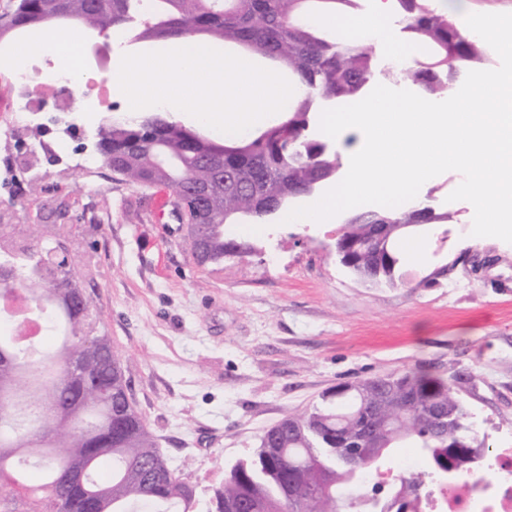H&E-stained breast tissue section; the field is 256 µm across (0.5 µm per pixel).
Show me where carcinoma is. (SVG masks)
I'll use <instances>...</instances> for the list:
<instances>
[{
  "label": "carcinoma",
  "instance_id": "cac0c4a2",
  "mask_svg": "<svg viewBox=\"0 0 512 512\" xmlns=\"http://www.w3.org/2000/svg\"><path fill=\"white\" fill-rule=\"evenodd\" d=\"M311 0H17L0 15V36L66 23L105 34L121 31L128 45L154 39L201 38L268 57L297 78L284 120L264 135L234 141L200 132L159 113L113 119L99 130L103 161L119 162L134 185H165L176 193L197 261L222 264L254 247L227 239L224 226L252 216L257 224L277 204L313 189L342 166L314 135L316 114L361 97L376 78L368 40L328 39L308 20ZM320 11L352 13L361 0H317ZM407 41L423 59L391 67L425 98L448 93L464 70L487 66L492 54L432 0H395ZM427 204L356 211L336 246L348 270L370 286L406 283L394 250L398 237L429 221ZM437 224H456L441 211ZM56 242L40 224H0V284L23 295L59 342L21 343L18 322L0 325V512H355L363 475L383 466L388 449L411 441L424 469L399 474L397 512H415L425 492L448 490L453 475H479L491 456L471 414L442 377L408 371L346 384L323 395L311 412L268 429L254 457L236 465L200 510L194 487L170 470L129 393L112 340L99 330L91 294L72 270L49 254ZM76 358L94 365L76 382ZM45 470L26 480L29 462ZM316 487L322 496L313 498Z\"/></svg>",
  "mask_w": 512,
  "mask_h": 512
}]
</instances>
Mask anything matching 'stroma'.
Segmentation results:
<instances>
[{
  "label": "stroma",
  "mask_w": 512,
  "mask_h": 512,
  "mask_svg": "<svg viewBox=\"0 0 512 512\" xmlns=\"http://www.w3.org/2000/svg\"><path fill=\"white\" fill-rule=\"evenodd\" d=\"M55 135L59 102L0 148V224L77 225L71 259L95 293L131 395L168 465L207 500L260 436L336 386L406 371L448 378L493 448H512V244L471 234L464 212L447 239L420 236L405 287H373L340 264L338 224H239L258 252L198 265L168 188L128 184L95 150L104 112L93 93ZM448 265L437 283L421 281Z\"/></svg>",
  "instance_id": "1"
}]
</instances>
